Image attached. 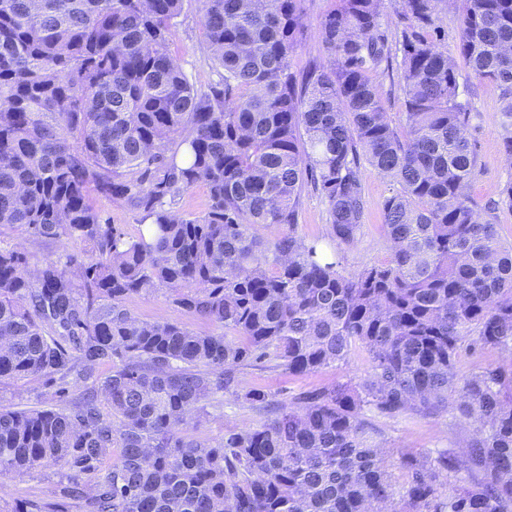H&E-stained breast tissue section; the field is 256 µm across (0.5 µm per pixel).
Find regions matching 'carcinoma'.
I'll list each match as a JSON object with an SVG mask.
<instances>
[{
    "mask_svg": "<svg viewBox=\"0 0 512 512\" xmlns=\"http://www.w3.org/2000/svg\"><path fill=\"white\" fill-rule=\"evenodd\" d=\"M330 2L331 65L297 73L303 0H201L222 69L201 92L170 50L183 0H0V227L91 246L35 264L0 246V387L42 381L58 397L29 410L0 399V476L60 468L52 498L8 512L512 508V358L457 370L463 352L512 354V246L487 219L512 210V182L483 205L470 197L471 113L440 48L452 7L471 78L500 89L512 160V0H393L392 44L388 0ZM394 50L398 125L375 81ZM366 168L395 186L390 257L346 273ZM198 183L206 211L174 210ZM308 186L327 205L328 251L297 234ZM93 192L138 210L137 234L103 221ZM159 290L224 332L126 308ZM357 349L369 362L358 382L289 403L239 393L246 366L304 375ZM226 394L264 418L196 439L194 422ZM450 408L461 452L396 465L376 441L374 417Z\"/></svg>",
    "mask_w": 512,
    "mask_h": 512,
    "instance_id": "cac0c4a2",
    "label": "carcinoma"
}]
</instances>
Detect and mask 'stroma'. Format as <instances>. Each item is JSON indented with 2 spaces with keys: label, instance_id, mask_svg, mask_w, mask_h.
<instances>
[{
  "label": "stroma",
  "instance_id": "stroma-1",
  "mask_svg": "<svg viewBox=\"0 0 512 512\" xmlns=\"http://www.w3.org/2000/svg\"><path fill=\"white\" fill-rule=\"evenodd\" d=\"M327 0H304L303 21L305 37L292 56L294 71L301 72L310 64L327 63L329 57L319 38L322 17ZM171 50L189 82L198 89H207L218 81V69L212 51L203 37L198 0H184L176 20ZM474 87L470 96L472 121L468 133L474 144L479 172L469 186L471 197L479 203L496 195L512 181V165L504 161L500 111L502 98L496 85L485 83ZM366 200V219L357 243L345 248L342 267L349 272L386 263L389 249L383 226V203L390 192L387 179L372 171L363 175ZM297 232L309 239L326 237L329 215L324 200L313 191L301 197ZM127 308L143 320H169L186 325L202 334L218 333L219 328L208 321L174 306L167 292L149 296H134L127 300ZM368 367L365 352L353 351L348 365L333 366L306 375H288L260 367L243 368L239 379L243 388H263L288 399L304 391L322 388L339 381L363 377ZM259 413L244 399L225 397L221 404L210 408L194 428V435L202 441H214L230 429H245L258 424ZM376 439L391 451L409 450L415 453H433L456 449L462 444V429L453 412L413 418H374ZM56 481L51 471L36 472L23 478L0 477V506L22 500L48 497Z\"/></svg>",
  "mask_w": 512,
  "mask_h": 512
}]
</instances>
